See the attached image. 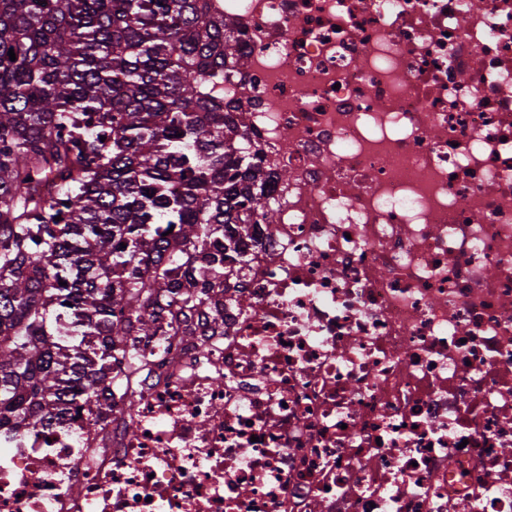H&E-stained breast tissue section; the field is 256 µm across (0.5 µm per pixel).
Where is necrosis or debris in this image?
<instances>
[{
  "label": "necrosis or debris",
  "mask_w": 512,
  "mask_h": 512,
  "mask_svg": "<svg viewBox=\"0 0 512 512\" xmlns=\"http://www.w3.org/2000/svg\"><path fill=\"white\" fill-rule=\"evenodd\" d=\"M210 4L277 221L0 512H512V0Z\"/></svg>",
  "instance_id": "obj_1"
}]
</instances>
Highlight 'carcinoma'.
<instances>
[{"label": "carcinoma", "mask_w": 512, "mask_h": 512, "mask_svg": "<svg viewBox=\"0 0 512 512\" xmlns=\"http://www.w3.org/2000/svg\"><path fill=\"white\" fill-rule=\"evenodd\" d=\"M234 38L208 0H0V427L108 418L150 306L194 335L227 246L277 223L246 206L269 173L224 105Z\"/></svg>", "instance_id": "carcinoma-1"}]
</instances>
